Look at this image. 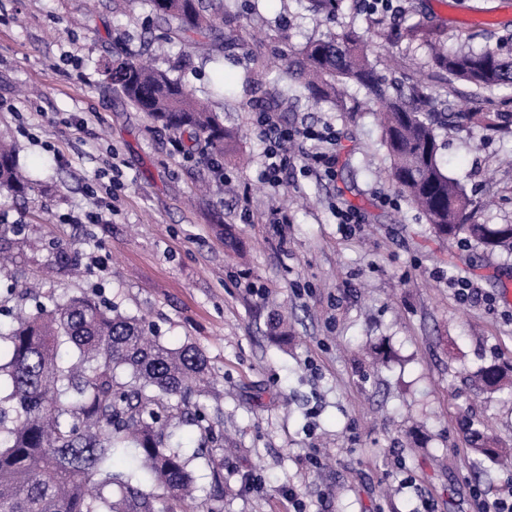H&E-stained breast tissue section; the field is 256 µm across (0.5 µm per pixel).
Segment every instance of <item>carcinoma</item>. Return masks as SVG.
<instances>
[{"mask_svg": "<svg viewBox=\"0 0 512 512\" xmlns=\"http://www.w3.org/2000/svg\"><path fill=\"white\" fill-rule=\"evenodd\" d=\"M165 27L167 43L224 41V0H143ZM412 42L427 49L449 81L477 89L512 87V57L486 48L450 51L444 29L415 23ZM374 46L350 28L341 37L313 38L280 69L317 103L344 107L343 87L365 92L383 130L389 178L425 215L439 237H459L512 254V224L473 223V201L448 176L440 131L472 126V112L432 108V95L405 71L377 75ZM108 82L138 112L174 134H188L190 150L205 160L224 155L229 131L212 101L194 97L168 72L138 56L104 64ZM15 148L0 143V195L26 192ZM36 312L13 317L0 331V512H177L192 494L194 478L180 444H170L174 418H185L200 437L215 426L187 398L211 396L207 358L199 348H171L148 336L142 320L84 293L50 295ZM485 387L512 391V376L482 369ZM139 451L148 484L113 471L126 440ZM221 449L212 448V500L222 492Z\"/></svg>", "mask_w": 512, "mask_h": 512, "instance_id": "cac0c4a2", "label": "carcinoma"}]
</instances>
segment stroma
I'll return each instance as SVG.
<instances>
[{
	"instance_id": "1",
	"label": "stroma",
	"mask_w": 512,
	"mask_h": 512,
	"mask_svg": "<svg viewBox=\"0 0 512 512\" xmlns=\"http://www.w3.org/2000/svg\"><path fill=\"white\" fill-rule=\"evenodd\" d=\"M382 20L358 0L335 17L308 0H224L236 37L224 45L229 87L216 106L237 132L216 174L173 151L171 132L112 90L104 64L141 53L166 34L140 0H0V136L16 141L36 183L0 196V215L19 222L0 269V325L33 311L41 294L85 293L144 318L162 343L201 348L220 414L224 494L211 502L206 457L191 467L188 512H288L287 494L311 512H476L475 493L494 499L512 473L473 450L476 432L512 445V393L486 392L485 366L512 367V255L444 240L386 175L381 129L355 85L346 111L294 99L291 82L252 54L280 57L323 34L356 27L392 31L374 55L380 75L409 62L434 94L447 87L407 28H444L449 50L512 49V0H406ZM155 66L207 97L214 71L203 50L175 46ZM287 100L282 122L335 126L332 178L301 175L300 144L281 186L260 178L266 147L254 100ZM86 121L76 130L72 120ZM442 158L479 209L481 224H512V133L479 128L442 133ZM113 187L112 220L70 224ZM363 222L343 229L337 208ZM232 229L240 243L224 242ZM75 251L79 276L62 267ZM470 280L477 300L456 295ZM40 294V295H41Z\"/></svg>"
}]
</instances>
